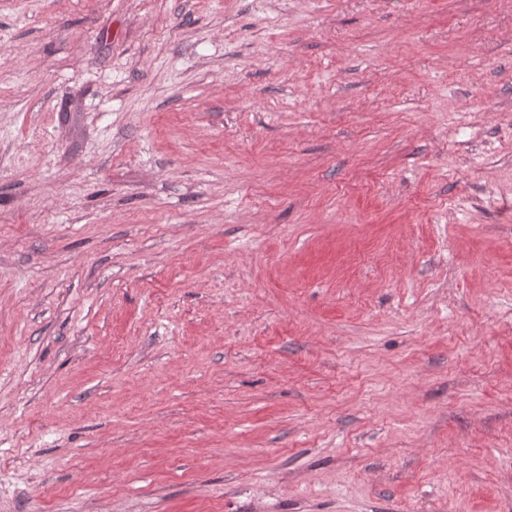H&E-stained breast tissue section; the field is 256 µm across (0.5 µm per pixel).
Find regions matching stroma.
Segmentation results:
<instances>
[{"label":"stroma","instance_id":"1","mask_svg":"<svg viewBox=\"0 0 512 512\" xmlns=\"http://www.w3.org/2000/svg\"><path fill=\"white\" fill-rule=\"evenodd\" d=\"M0 512H512V0H0Z\"/></svg>","mask_w":512,"mask_h":512}]
</instances>
